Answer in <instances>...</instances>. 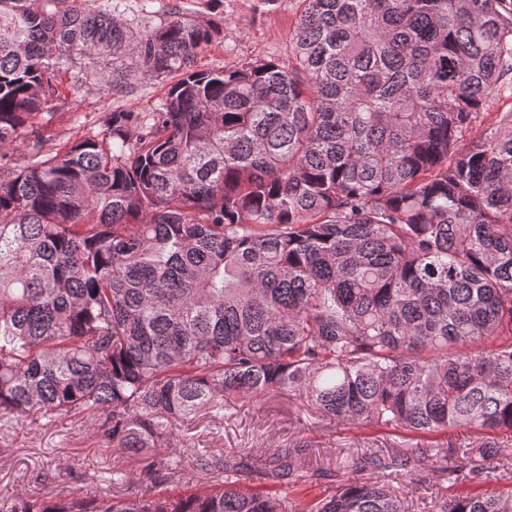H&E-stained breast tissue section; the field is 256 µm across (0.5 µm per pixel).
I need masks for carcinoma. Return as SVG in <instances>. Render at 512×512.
<instances>
[{
    "mask_svg": "<svg viewBox=\"0 0 512 512\" xmlns=\"http://www.w3.org/2000/svg\"><path fill=\"white\" fill-rule=\"evenodd\" d=\"M299 2L291 65L200 71L217 22L0 0V412L104 413L108 443L166 481L161 418L273 393L345 423L512 436V111L483 124L512 74V0ZM65 77L167 92L47 134ZM505 452L457 448L448 472ZM423 466L350 455L309 493L296 453L226 455L200 463L223 480L178 495L0 512H414L386 477Z\"/></svg>",
    "mask_w": 512,
    "mask_h": 512,
    "instance_id": "1",
    "label": "carcinoma"
}]
</instances>
